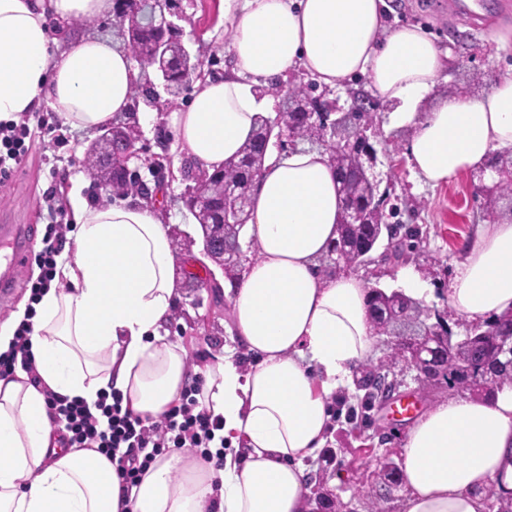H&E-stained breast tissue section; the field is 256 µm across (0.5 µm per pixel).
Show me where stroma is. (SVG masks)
Here are the masks:
<instances>
[{
    "label": "stroma",
    "instance_id": "obj_1",
    "mask_svg": "<svg viewBox=\"0 0 512 512\" xmlns=\"http://www.w3.org/2000/svg\"><path fill=\"white\" fill-rule=\"evenodd\" d=\"M476 2L470 13L459 8L457 0H388L393 9L388 16L390 26H420L440 48L451 51L453 63L439 92H446L448 83L453 82L478 96L512 74V43L503 46L493 38L497 32L512 33V0ZM173 20L182 29L192 55L215 76H223L231 62L222 0H176ZM370 105L376 119L366 135L379 154L392 159L391 164L379 167L381 186L398 205L401 223L420 230L408 263L434 290L428 311L443 316L455 335H463V319L448 305V284L481 222L483 200L474 194L469 174L437 186L414 175L405 155L406 132L388 128V104L374 97ZM41 118L54 130L38 139L13 176L0 183V217L34 225L41 236L51 222L48 202L56 200L63 209L64 249L70 252L74 249L73 196L91 203L108 199L107 193L92 186L83 165L84 154L97 136L63 126L46 107L30 114L29 126H36ZM165 186L163 208L169 216L175 255H200V231L183 202L185 181L176 174L167 178ZM179 288L176 317L168 321L167 329L170 341L184 349L189 363L201 366L230 354L240 367L251 366V356L243 353L230 331L227 302L213 301L204 287L191 288L183 282ZM365 395V389L352 382L331 396L326 443L316 458L307 460L306 474L312 480L324 479L331 497L343 503L344 512H367L368 500L376 495L382 496L385 512H399L400 489L385 490L373 471L376 458L399 459L408 426L392 423L385 416L384 403H367Z\"/></svg>",
    "mask_w": 512,
    "mask_h": 512
}]
</instances>
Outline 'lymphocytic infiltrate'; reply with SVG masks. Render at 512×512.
Instances as JSON below:
<instances>
[{
    "instance_id": "f902f5d3",
    "label": "lymphocytic infiltrate",
    "mask_w": 512,
    "mask_h": 512,
    "mask_svg": "<svg viewBox=\"0 0 512 512\" xmlns=\"http://www.w3.org/2000/svg\"><path fill=\"white\" fill-rule=\"evenodd\" d=\"M35 134L26 123L0 121V182L11 178L29 154ZM62 248L58 225L46 228L42 248L37 255L40 274L30 286L39 296L54 278L56 259ZM199 384L186 387L179 404L159 418L151 419L124 407L120 394L111 400H99L95 407L80 399L64 401L47 394L51 419L64 426L71 448H94L110 457L116 465L120 496H129L142 476L158 457L171 448H195L205 462H222L221 422L200 409Z\"/></svg>"
}]
</instances>
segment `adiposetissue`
Listing matches in <instances>:
<instances>
[{
    "mask_svg": "<svg viewBox=\"0 0 512 512\" xmlns=\"http://www.w3.org/2000/svg\"><path fill=\"white\" fill-rule=\"evenodd\" d=\"M385 0H224L231 71L198 82L172 112L176 160L216 169L272 111L259 87L303 68L328 87L355 74L387 103L390 127L406 130L417 177L439 184L488 171L512 151V76L487 94L436 97L449 65L417 26L385 25ZM112 0H0V121L47 105L63 125L91 132L128 111L139 69L111 41L81 38L49 51V21L111 13ZM248 239L257 253L224 295L234 333L255 363L229 356L202 371V408L246 452L222 467L191 449L158 459L129 499L111 460L61 444L46 392L96 402L119 391L155 417L179 399L186 362L165 334L177 295L175 256L159 208L137 202L75 206L74 254L34 307L0 325L7 351L23 320L37 382L0 376V512H306L304 463L325 443L330 395L368 359L375 339L367 282L322 275L337 239L341 201L325 150L268 151L250 201ZM467 321L512 311V221L480 225L448 287ZM401 512H488L490 492H512V384L491 398L452 396L408 429L401 448Z\"/></svg>",
    "mask_w": 512,
    "mask_h": 512,
    "instance_id": "1",
    "label": "adipose tissue"
}]
</instances>
